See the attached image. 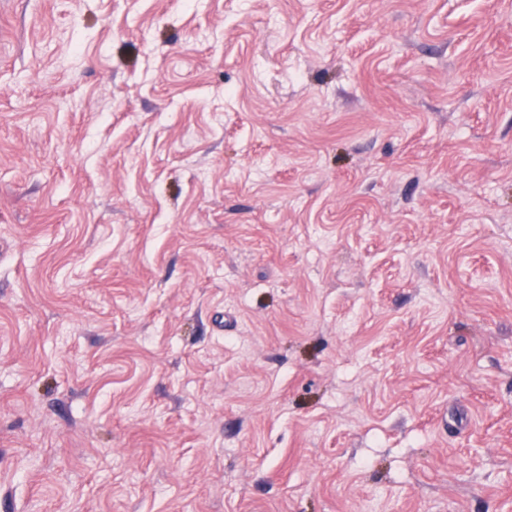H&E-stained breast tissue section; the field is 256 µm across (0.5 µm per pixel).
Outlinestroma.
<instances>
[{
	"label": "stroma",
	"instance_id": "1",
	"mask_svg": "<svg viewBox=\"0 0 512 512\" xmlns=\"http://www.w3.org/2000/svg\"><path fill=\"white\" fill-rule=\"evenodd\" d=\"M0 512H512V0H0Z\"/></svg>",
	"mask_w": 512,
	"mask_h": 512
}]
</instances>
